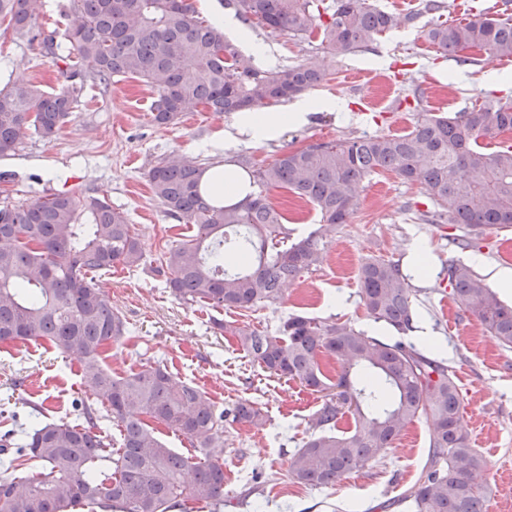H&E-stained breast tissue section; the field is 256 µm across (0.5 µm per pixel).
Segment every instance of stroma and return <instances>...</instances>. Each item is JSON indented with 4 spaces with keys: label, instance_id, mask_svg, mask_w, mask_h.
<instances>
[{
    "label": "stroma",
    "instance_id": "1",
    "mask_svg": "<svg viewBox=\"0 0 512 512\" xmlns=\"http://www.w3.org/2000/svg\"><path fill=\"white\" fill-rule=\"evenodd\" d=\"M373 2L402 16V23L345 55L324 51L316 34L292 38L255 22L240 32L227 31L239 50L257 56L260 68L312 63L324 71V81L307 95L333 106L311 112L304 126L263 142L227 141L222 134L232 129L236 113L217 114L192 104L176 124L160 126L151 110L155 94L142 82L123 79L106 92L89 82L52 140L32 136L0 156V203L56 192L106 197L134 224L150 262L167 243L190 233L151 192L148 172L158 159L178 154L214 166L228 156H246L258 168L284 151L317 142L408 131L429 110L462 112L488 97L512 98V59L492 67L484 52L473 62L448 56L424 37L434 15L409 22L405 16L415 13V5ZM73 7L74 0H40L36 29L41 36L54 35L57 55L47 54L40 39L0 42V87L30 81L53 92L65 84L61 57L70 51L65 16ZM269 198L290 216L291 239L317 228L312 206L282 189L270 190ZM431 207L422 186L395 173L365 177L359 209L324 240L322 264L288 284L284 302L275 308L184 306L169 294L164 277L148 270L117 266L98 276L113 308L129 324L128 334L106 354L112 372L123 375L142 362L160 361L176 379L206 391L217 409L246 398L266 416L263 428L234 424L224 432L223 508L187 501L176 512H405L397 500L426 462L430 431L425 422L408 424L392 450L336 484L296 483L288 474L289 461L309 435L321 394L264 372L233 337L213 328L218 318L272 332L288 315L304 314L348 320L369 334L396 339V332L367 315L360 297L358 269L372 255L400 261L408 275L417 322L424 327L409 339L445 358L462 382L463 425L467 432L481 431L472 446L489 465L488 512H512V349L501 347L473 316L459 310L447 297L442 276L451 256L473 263L484 278L490 269L512 268V258L504 256L512 250V229L481 230L473 247L462 250L456 245L457 225L422 221ZM420 248L431 260L424 277L416 275L413 264ZM93 401L76 360L33 342L0 347V411L23 417L31 406L42 405L69 420L75 404Z\"/></svg>",
    "mask_w": 512,
    "mask_h": 512
}]
</instances>
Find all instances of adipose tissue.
Segmentation results:
<instances>
[{"label": "adipose tissue", "instance_id": "obj_1", "mask_svg": "<svg viewBox=\"0 0 512 512\" xmlns=\"http://www.w3.org/2000/svg\"><path fill=\"white\" fill-rule=\"evenodd\" d=\"M318 100L302 98L279 110L239 113L228 140L259 142L275 138L284 129L307 123L310 112L318 107ZM204 191L224 204H236L251 193L249 178L237 171L234 163L221 164L219 170H207L202 177Z\"/></svg>", "mask_w": 512, "mask_h": 512}]
</instances>
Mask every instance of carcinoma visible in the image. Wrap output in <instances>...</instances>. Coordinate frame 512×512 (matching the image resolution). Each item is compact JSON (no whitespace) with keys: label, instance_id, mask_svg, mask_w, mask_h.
I'll use <instances>...</instances> for the list:
<instances>
[{"label":"carcinoma","instance_id":"cac0c4a2","mask_svg":"<svg viewBox=\"0 0 512 512\" xmlns=\"http://www.w3.org/2000/svg\"><path fill=\"white\" fill-rule=\"evenodd\" d=\"M245 19L281 34L320 33V45L343 55L398 26L393 13L368 0H237ZM39 0H0L11 35L33 30ZM426 39L455 57L478 49L512 58V16L484 13L465 23L446 21ZM63 56L67 78L108 89L136 77L157 94L153 121L177 123L197 103L218 114L254 111L318 86L309 63L262 70L224 30L196 16L190 0H75ZM74 86L54 93L31 84L0 89V155L30 134L50 141L72 114ZM512 132V100L489 99L455 115L426 114L408 132L353 137L287 150L251 173V198L213 204L202 193L206 167L193 159L161 158L148 172L165 211L196 233L164 251L152 271L166 275L170 294L186 306L252 309L277 306L282 287L322 260L323 237L348 223L359 204V184L390 171L421 185L433 210L430 224L512 228V145L485 152L482 141ZM282 188L311 204L319 228L288 241V218L267 197ZM145 263L124 212L107 198L54 193L29 203L0 204V344L45 342L79 361L81 379L119 427L114 441L98 424V409L75 407L79 423L35 408L34 421L0 436V512H171L183 502L224 505V424H265L261 407L240 399L222 411L199 387L175 379L166 365L146 362L120 376L104 363L106 347L127 333L126 320L94 282L115 266ZM446 279L458 308L473 315L501 346L512 349V306L502 302L468 265L448 259ZM360 296L370 317L400 334L415 329V294L399 261L369 256L358 270ZM233 336L261 369L324 394L312 432L289 463L296 482L336 483L393 448L415 420L430 429L427 460L400 503L411 512H487L486 462L462 425L454 373L442 361L401 341L388 343L351 321L290 315L267 332L213 321ZM340 363L331 380L320 359ZM351 413L354 428L337 430ZM190 440L198 460L159 438L150 422ZM40 469L29 471L25 462Z\"/></svg>","mask_w":512,"mask_h":512}]
</instances>
